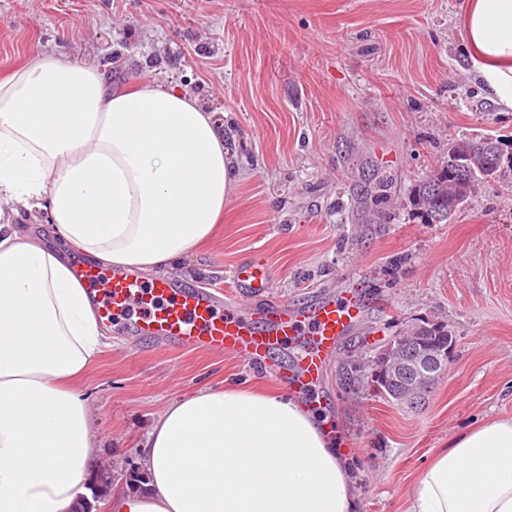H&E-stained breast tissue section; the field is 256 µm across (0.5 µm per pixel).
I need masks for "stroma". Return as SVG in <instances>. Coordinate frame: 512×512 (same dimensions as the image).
<instances>
[{
	"label": "stroma",
	"mask_w": 512,
	"mask_h": 512,
	"mask_svg": "<svg viewBox=\"0 0 512 512\" xmlns=\"http://www.w3.org/2000/svg\"><path fill=\"white\" fill-rule=\"evenodd\" d=\"M461 0H0V75L43 50L187 86L224 125L245 177L185 283L228 290L246 257L275 297L339 295L358 278L361 319L337 344L322 395L361 474L359 512H404L421 468L475 422L512 417V190L481 184L450 223L411 214L412 187L451 143L512 136L472 80ZM422 321L456 338L420 406L385 397L376 349ZM87 370L112 488L146 491L139 445L162 407L230 381L278 391L263 369L204 351L133 344Z\"/></svg>",
	"instance_id": "obj_1"
}]
</instances>
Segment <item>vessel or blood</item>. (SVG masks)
I'll return each instance as SVG.
<instances>
[{
    "label": "vessel or blood",
    "mask_w": 512,
    "mask_h": 512,
    "mask_svg": "<svg viewBox=\"0 0 512 512\" xmlns=\"http://www.w3.org/2000/svg\"><path fill=\"white\" fill-rule=\"evenodd\" d=\"M79 282L95 291L102 324L122 327L133 339L158 345L229 354L248 365L268 364L286 347H297L292 366L274 367L273 377L311 412L324 402L316 389L335 357L336 344L359 320L356 290L340 298L254 305L271 289L265 265L246 261L231 272L233 289L219 297L204 288H183L170 278L145 282L135 270L104 275L95 264L74 265Z\"/></svg>",
    "instance_id": "obj_1"
}]
</instances>
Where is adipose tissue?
I'll list each match as a JSON object with an SVG mask.
<instances>
[{
    "label": "adipose tissue",
    "mask_w": 512,
    "mask_h": 512,
    "mask_svg": "<svg viewBox=\"0 0 512 512\" xmlns=\"http://www.w3.org/2000/svg\"><path fill=\"white\" fill-rule=\"evenodd\" d=\"M474 81L512 112V0H463ZM242 172L187 87L112 89L33 53L0 78V512H74L98 445L80 381L106 346L75 249L116 269L183 271ZM42 211L48 235L14 216ZM351 457L285 393L228 384L168 402L142 441L146 492L111 512H355ZM405 512H512V417L455 435Z\"/></svg>",
    "instance_id": "adipose-tissue-1"
}]
</instances>
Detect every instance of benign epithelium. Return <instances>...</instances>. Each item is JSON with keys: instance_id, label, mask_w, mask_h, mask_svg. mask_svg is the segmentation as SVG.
I'll list each match as a JSON object with an SVG mask.
<instances>
[{"instance_id": "1", "label": "benign epithelium", "mask_w": 512, "mask_h": 512, "mask_svg": "<svg viewBox=\"0 0 512 512\" xmlns=\"http://www.w3.org/2000/svg\"><path fill=\"white\" fill-rule=\"evenodd\" d=\"M388 353L373 360V375L385 382L405 383L404 397L408 398L427 387L437 374L447 369L451 359L448 350L423 343L417 336H396L387 344ZM103 484L93 475L85 481L91 496H82L83 510L92 512V502L101 498Z\"/></svg>"}]
</instances>
